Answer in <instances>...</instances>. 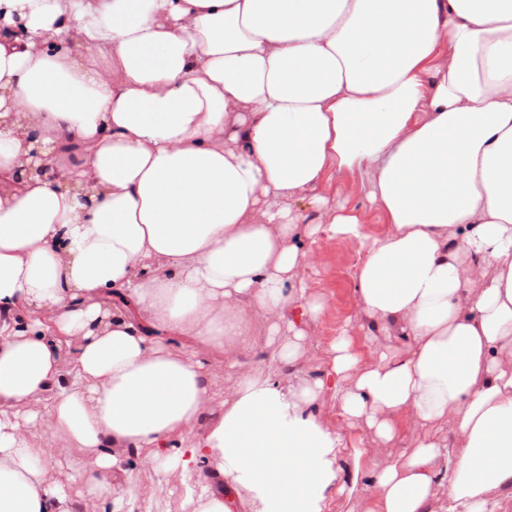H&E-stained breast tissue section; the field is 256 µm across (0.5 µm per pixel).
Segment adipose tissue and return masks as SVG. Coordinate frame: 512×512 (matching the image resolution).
<instances>
[{
    "mask_svg": "<svg viewBox=\"0 0 512 512\" xmlns=\"http://www.w3.org/2000/svg\"><path fill=\"white\" fill-rule=\"evenodd\" d=\"M36 143L58 178L20 176ZM323 236L387 343L309 378ZM257 315L272 367L238 358ZM407 428L343 468V430ZM174 493L512 512V0H0V512Z\"/></svg>",
    "mask_w": 512,
    "mask_h": 512,
    "instance_id": "1",
    "label": "adipose tissue"
}]
</instances>
